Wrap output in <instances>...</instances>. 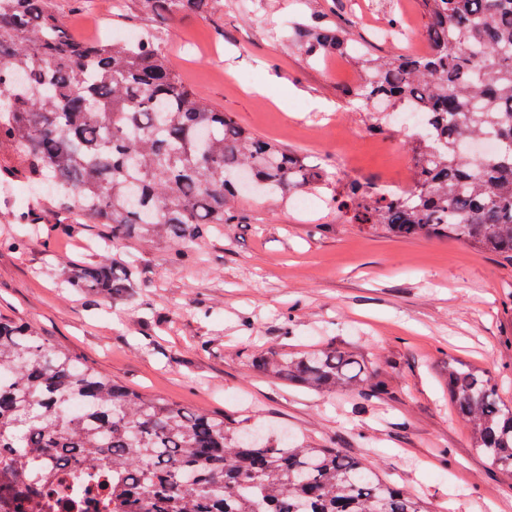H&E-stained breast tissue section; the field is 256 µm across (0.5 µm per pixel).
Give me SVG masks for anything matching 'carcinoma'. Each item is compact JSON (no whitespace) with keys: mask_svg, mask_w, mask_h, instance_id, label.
I'll return each instance as SVG.
<instances>
[{"mask_svg":"<svg viewBox=\"0 0 512 512\" xmlns=\"http://www.w3.org/2000/svg\"><path fill=\"white\" fill-rule=\"evenodd\" d=\"M154 29L136 43L69 37L48 0H0V149L21 150L0 185L22 179L51 212L8 211L29 231L77 209L109 228L115 257L69 267L61 286L134 304L141 263L120 251L131 238L170 237L179 252L244 224L239 201L284 198L333 184L307 157L241 126L188 87L160 48L181 13L224 0H141ZM426 48L379 56L350 36L348 20L293 22L281 36L318 58L358 50L364 78L346 96L361 109L413 107L427 126L411 145L412 185L393 191L350 181L333 195L352 224L403 238L452 239L512 265V0H420ZM492 134L491 158L469 145ZM263 373L315 392L380 398L384 379L362 356L327 347L248 355ZM0 496L35 500L31 470L72 462L107 492L109 512H431L338 444L322 448L279 433L237 429L112 381L76 354L51 348L32 327L0 316ZM448 391L472 445L512 473V406L485 372L448 360ZM79 400L84 412L64 418Z\"/></svg>","mask_w":512,"mask_h":512,"instance_id":"obj_1","label":"carcinoma"}]
</instances>
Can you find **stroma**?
Wrapping results in <instances>:
<instances>
[{"instance_id":"1","label":"stroma","mask_w":512,"mask_h":512,"mask_svg":"<svg viewBox=\"0 0 512 512\" xmlns=\"http://www.w3.org/2000/svg\"><path fill=\"white\" fill-rule=\"evenodd\" d=\"M65 30L87 40L144 32L139 0H51ZM350 20L379 54L423 51L388 44L383 18L422 27L419 0H224L208 18L171 20L163 52L172 68L245 128L307 155L340 179L407 185V130H365L367 113L343 91L361 75L358 58L311 60L282 40L284 22L314 15ZM298 94L286 105L283 85ZM332 188L245 202L248 220L178 253L171 239H131L144 286L137 303L68 293L63 263L82 260L101 224H48L23 248L4 247L16 227L0 223V315L36 325L54 347L112 380L234 426H272L339 443L435 512H512V475L490 466L448 401V362L496 376L512 405V267L451 240H404L346 222ZM355 348L387 378L380 399L322 394L267 377L254 349Z\"/></svg>"}]
</instances>
